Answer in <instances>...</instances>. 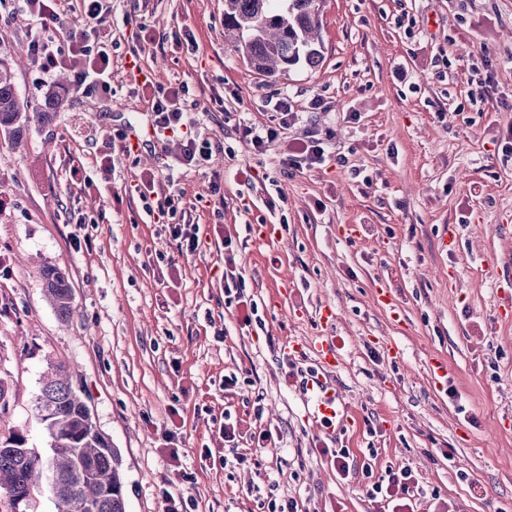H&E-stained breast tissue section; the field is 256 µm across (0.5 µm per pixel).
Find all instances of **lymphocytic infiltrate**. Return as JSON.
I'll use <instances>...</instances> for the list:
<instances>
[{
    "instance_id": "f902f5d3",
    "label": "lymphocytic infiltrate",
    "mask_w": 512,
    "mask_h": 512,
    "mask_svg": "<svg viewBox=\"0 0 512 512\" xmlns=\"http://www.w3.org/2000/svg\"><path fill=\"white\" fill-rule=\"evenodd\" d=\"M26 13L35 19L37 29L28 42L29 52L40 59L45 76H53L66 57L82 55L88 60L85 70L76 74L78 83H89L91 88L104 95L112 93V8L103 0H21ZM75 16L81 27L79 35L73 36L67 46L55 45L49 34L51 26L62 16ZM130 82L137 94L147 103L151 112L150 127L153 141L179 137L181 151L173 157L177 168L198 169L207 163L213 154L214 143L200 137L190 115L195 102L189 99V85L181 81L169 86L155 85L148 75H131ZM270 116L267 124H238L236 132L240 140L255 152L266 153L285 130L301 125L303 114L294 108L287 97L281 96L268 103ZM328 157L327 140L318 130H305L302 137L288 144V152L282 157L283 165L302 169L323 164ZM138 196L144 210L155 223L161 224L169 237L176 241L181 254L192 256L200 252L204 241L195 224H179L175 218L183 210L182 191L162 188L159 180L150 172L140 174L128 187ZM224 294L234 302L239 311V320L251 325L258 318V305L247 299L245 278L233 255V239H224ZM413 477L408 468L386 470L384 476L368 484L370 500H384L392 505V512H414Z\"/></svg>"
}]
</instances>
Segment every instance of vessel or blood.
I'll list each match as a JSON object with an SVG mask.
<instances>
[{
  "instance_id": "1",
  "label": "vessel or blood",
  "mask_w": 512,
  "mask_h": 512,
  "mask_svg": "<svg viewBox=\"0 0 512 512\" xmlns=\"http://www.w3.org/2000/svg\"><path fill=\"white\" fill-rule=\"evenodd\" d=\"M306 349L316 355L318 371L304 383V410L324 434L331 435L342 430L352 420L349 403L329 380L330 374L340 366L341 356L334 340L326 336L306 343L289 341L285 351L292 356Z\"/></svg>"
}]
</instances>
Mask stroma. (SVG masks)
<instances>
[{
  "label": "stroma",
  "mask_w": 512,
  "mask_h": 512,
  "mask_svg": "<svg viewBox=\"0 0 512 512\" xmlns=\"http://www.w3.org/2000/svg\"><path fill=\"white\" fill-rule=\"evenodd\" d=\"M134 9L157 35L187 27L199 43L192 54L156 50L145 66L155 83L188 82L202 137L220 144L207 170L175 176L191 206L183 220L214 239L238 234L245 293L262 323L241 327L227 303L222 249L180 255L124 191L141 171H164L179 140L150 154L113 152L107 177L96 167L110 132L147 125L125 75L129 44L112 51L108 99L75 83L86 59L69 57L55 120H29L18 144L0 131V381L9 389L0 439L19 430L28 447H48L33 402L47 362H64L118 451L127 512H163L168 495L191 500L194 512H268L270 500L288 497L302 512H383L365 494L367 465L377 476L411 468L423 489L418 512H512V425L503 423L512 417V321L498 319L495 288L512 275V151L499 141L512 111L470 99L484 59L498 94L512 95V0H322L321 64L273 78L225 39L224 0H112L113 18ZM32 26L15 0H0V60L31 106L57 87L25 52ZM283 93L301 111L320 98L308 119L335 133L324 165L288 170L283 143L261 155L239 140L236 125L265 124L266 101ZM353 109L359 122L345 123ZM75 162L94 189L70 183ZM257 171L277 182L276 212L261 203ZM215 173L217 215L193 206ZM75 211L88 221L79 248ZM271 223L285 224L282 236L257 243L254 225ZM345 224L358 225V238L342 237ZM448 224L456 239L447 248ZM46 263L70 276L69 321L44 294ZM381 279L399 317L374 299ZM327 306L335 319L325 327ZM326 335L342 358L332 382L354 413L330 437L304 418L313 356L280 353L284 339ZM433 359L447 364L448 393L431 383ZM231 373L239 382L228 390ZM228 417L244 433L271 429L273 442H226ZM330 448L349 464L348 479Z\"/></svg>",
  "instance_id": "1"
}]
</instances>
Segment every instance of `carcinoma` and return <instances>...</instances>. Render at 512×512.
<instances>
[{
	"label": "carcinoma",
	"instance_id": "1",
	"mask_svg": "<svg viewBox=\"0 0 512 512\" xmlns=\"http://www.w3.org/2000/svg\"><path fill=\"white\" fill-rule=\"evenodd\" d=\"M321 0H224V35L248 65L268 77L305 63L315 69L321 54L315 39L321 27ZM61 105L53 94L35 108V117L49 121ZM29 120L15 89L14 73L0 61V130L21 141V123ZM46 297L58 318L73 313V291L66 271L45 265L40 270ZM49 448L27 446L15 433L0 440V492L9 500L44 492L57 512H126L120 460L111 440L97 427L93 411L74 389L67 369L48 364L33 404Z\"/></svg>",
	"mask_w": 512,
	"mask_h": 512
}]
</instances>
